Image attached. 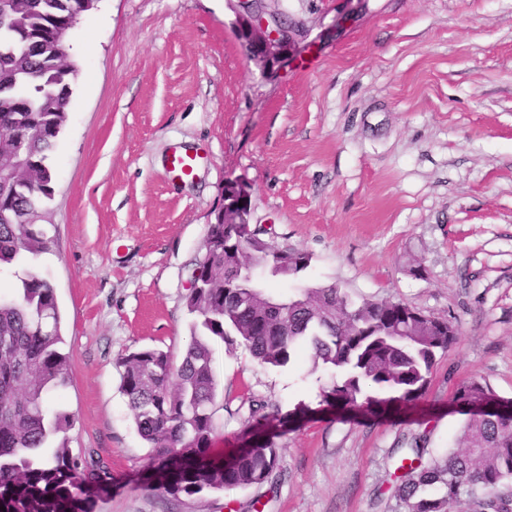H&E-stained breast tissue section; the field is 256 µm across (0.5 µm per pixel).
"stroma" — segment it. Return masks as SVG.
Returning a JSON list of instances; mask_svg holds the SVG:
<instances>
[{"label":"stroma","mask_w":512,"mask_h":512,"mask_svg":"<svg viewBox=\"0 0 512 512\" xmlns=\"http://www.w3.org/2000/svg\"><path fill=\"white\" fill-rule=\"evenodd\" d=\"M259 4L299 42L273 69L241 47V0H98L66 42L78 73L49 155L54 243L36 267L71 357L57 396L69 447L112 473L94 512H400L396 451L455 448L457 386L478 379L512 399V0ZM179 145L203 161L174 182ZM231 180L252 227L312 256L281 292L333 283L448 318L457 338L417 406L316 415L277 438L264 484L173 497L151 486L117 360L181 357L184 296ZM211 349L223 458L246 444L245 398L314 407L335 377L306 359L266 368L218 339Z\"/></svg>","instance_id":"35a3bbf8"}]
</instances>
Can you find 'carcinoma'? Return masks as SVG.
I'll return each instance as SVG.
<instances>
[{
  "mask_svg": "<svg viewBox=\"0 0 512 512\" xmlns=\"http://www.w3.org/2000/svg\"><path fill=\"white\" fill-rule=\"evenodd\" d=\"M96 0H0V507L3 512H93L112 474L90 469L69 451L73 419L46 396L70 381L53 286L33 262L52 248L43 222L54 194L48 163L67 121L69 78L77 66L64 43ZM310 254L280 248L223 223L208 225L198 287L188 289L193 317L180 363L159 348L119 358L121 391L152 453L156 490L192 496L260 485L278 463L267 432L316 412L303 403L282 414L248 401L255 430L229 459L211 452L217 381L209 342L244 346L261 365L279 368L306 355L312 369L336 371L319 405L390 413L426 394L437 355L456 333L446 318L391 301L357 304L331 284L284 294L273 283L296 279ZM498 394L472 379L453 401L464 415L459 448L424 458L407 448L393 498L404 512H512V412L468 405Z\"/></svg>",
  "mask_w": 512,
  "mask_h": 512,
  "instance_id": "obj_1",
  "label": "carcinoma"
}]
</instances>
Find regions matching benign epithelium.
<instances>
[{
	"instance_id": "obj_1",
	"label": "benign epithelium",
	"mask_w": 512,
	"mask_h": 512,
	"mask_svg": "<svg viewBox=\"0 0 512 512\" xmlns=\"http://www.w3.org/2000/svg\"><path fill=\"white\" fill-rule=\"evenodd\" d=\"M239 37L255 49L251 59L265 68L286 60L298 49L297 40L287 22L280 18L267 19L262 12L249 9L237 22ZM250 200L245 187L238 182L224 186V223L242 224L250 228Z\"/></svg>"
}]
</instances>
